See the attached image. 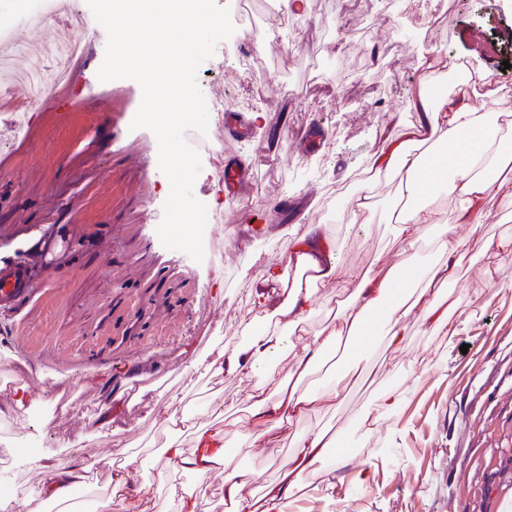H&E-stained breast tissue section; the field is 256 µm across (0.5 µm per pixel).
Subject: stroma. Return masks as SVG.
<instances>
[{
    "label": "stroma",
    "mask_w": 512,
    "mask_h": 512,
    "mask_svg": "<svg viewBox=\"0 0 512 512\" xmlns=\"http://www.w3.org/2000/svg\"><path fill=\"white\" fill-rule=\"evenodd\" d=\"M252 46L224 41L198 70L205 97L227 98L241 116L264 115L263 126L228 138L222 115H209L217 148L202 152L195 196L207 204L217 259L196 263L166 249L157 234L169 181L148 129H132L142 89L132 79L99 82L102 93L83 103L77 92L55 95L24 114L30 126L15 138L10 105L0 106V262L22 260L38 292L23 312L0 308V405L27 383L42 415L0 416V442L38 438L57 461H95L106 452L135 456L137 483L149 497L170 488L203 498L209 512L221 478L200 482L175 472L161 455L159 407L184 388L191 356L216 343L234 347L246 325H262L254 291L267 263L279 258L302 214L322 224L342 263L357 273L393 264L401 249L386 220L400 195L397 180L369 178L362 164L384 135L414 120L409 101L424 75L421 61L437 52L485 71L501 88L497 112L512 111V0H430L428 12L410 0H310L308 15L288 14L280 0H251ZM62 21L18 28V60L28 72H48L42 48ZM481 30L483 42L472 41ZM314 125L325 134L303 158L293 136ZM256 162V191L246 207L264 224H238L214 198L225 156ZM375 185L368 230L349 229V201L365 180ZM291 202L276 220L273 198ZM479 227L455 225L467 241L456 279L445 287L456 306L453 339L415 332L403 348L369 337L361 351L371 370L346 373L342 353L330 355L308 379L311 387L344 380L341 408L289 424V436L331 427L339 445L371 471L337 467L327 458L283 512H497L512 492V216L498 201ZM506 242L486 253L487 239ZM115 371L112 391L141 386L124 406L116 433L93 417L105 399L101 377ZM388 389L405 390L398 415L375 425L367 411ZM246 379L204 377L183 409L200 411L214 397L243 410ZM236 435L235 460L261 481L287 464L290 447H248L246 422L225 420Z\"/></svg>",
    "instance_id": "stroma-1"
}]
</instances>
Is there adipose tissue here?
<instances>
[{
  "mask_svg": "<svg viewBox=\"0 0 512 512\" xmlns=\"http://www.w3.org/2000/svg\"><path fill=\"white\" fill-rule=\"evenodd\" d=\"M422 65L426 78L414 94L416 122L399 138L380 142L365 159L370 171L393 174L406 199L392 219L394 235L402 245L401 259L362 276L339 264L334 245L319 236L317 224L294 230L289 253L312 268L317 280L336 283L347 295L339 329L310 330L311 319L325 306L313 288L297 284L280 304L270 306L271 328L253 333L243 345L220 348L207 363L188 361L190 375L202 370L217 377L228 370L253 380L248 395L247 419L253 428L246 437L249 447L277 442L292 420L343 404L346 393L340 385L314 389L304 384L340 342L360 344L367 333L377 330L389 347L397 348L415 327L428 335L456 334L442 288L455 276L466 243L452 233L433 205V193L442 186L456 199L459 224L484 223L485 204L491 198L512 208V149L505 144L512 119L480 111L476 105V98L500 93L499 86L484 75L478 93L460 90L430 99V80L454 71L456 63L432 55ZM284 362L291 370L283 379L277 368ZM224 415L219 404L199 417L167 412L161 419L166 435L161 453L167 466L201 478L214 467H223L224 512H282L284 501L302 489L305 475L323 463L327 449L337 445L330 429L302 433L291 443L293 452L280 478L262 484L257 473L235 464L227 453ZM34 463L46 475L42 500L53 505L66 501L74 487L96 472L95 463L61 466L47 454L35 457ZM133 463L130 457L118 463L106 461L111 484L110 494L102 500L106 510L130 501L145 502L144 487L133 481Z\"/></svg>",
  "mask_w": 512,
  "mask_h": 512,
  "instance_id": "ef3b65f1",
  "label": "adipose tissue"
}]
</instances>
